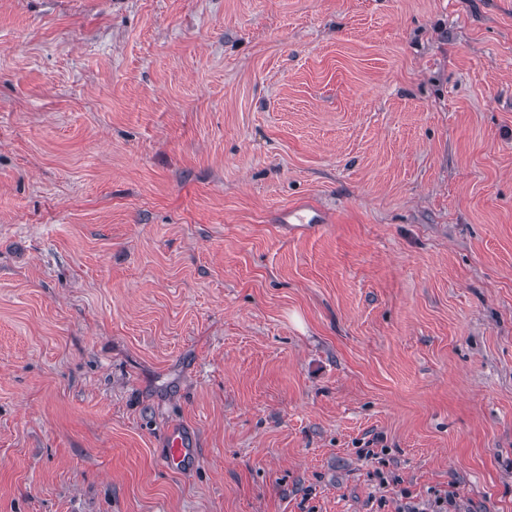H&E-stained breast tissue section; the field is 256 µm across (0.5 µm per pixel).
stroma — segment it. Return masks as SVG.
<instances>
[{
    "label": "stroma",
    "mask_w": 512,
    "mask_h": 512,
    "mask_svg": "<svg viewBox=\"0 0 512 512\" xmlns=\"http://www.w3.org/2000/svg\"><path fill=\"white\" fill-rule=\"evenodd\" d=\"M403 488L512 512V0H0V512ZM166 446L162 462L167 469H181L193 455L191 441L179 426L169 431Z\"/></svg>",
    "instance_id": "35a3bbf8"
}]
</instances>
